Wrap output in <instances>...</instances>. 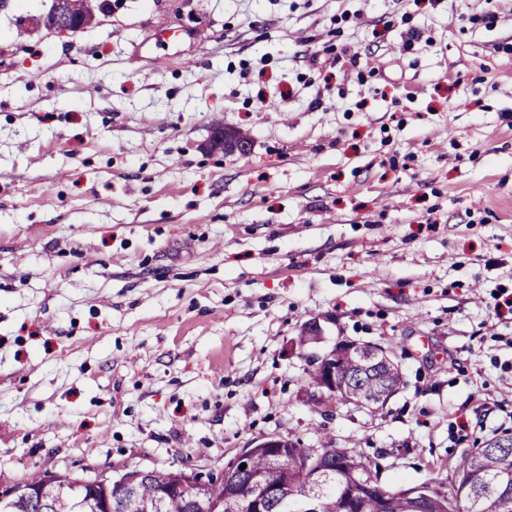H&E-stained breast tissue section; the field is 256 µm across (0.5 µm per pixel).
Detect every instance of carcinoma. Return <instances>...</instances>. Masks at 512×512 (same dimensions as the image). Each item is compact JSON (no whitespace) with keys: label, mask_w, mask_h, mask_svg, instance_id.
I'll list each match as a JSON object with an SVG mask.
<instances>
[{"label":"carcinoma","mask_w":512,"mask_h":512,"mask_svg":"<svg viewBox=\"0 0 512 512\" xmlns=\"http://www.w3.org/2000/svg\"><path fill=\"white\" fill-rule=\"evenodd\" d=\"M341 374L337 390L325 394L320 404L333 402L359 406H382L386 400L369 403L380 388L390 396L402 385V373L390 362L375 371L359 348L338 353ZM227 465L222 477L204 480V494L199 502L177 496L163 497L168 488L177 486L183 477L180 468L152 469L139 481L131 495L119 494L110 488L88 492L84 504L62 497L59 490L45 483L47 474H31L23 480L28 487L45 490L48 499L41 507L29 504L22 497L4 492L9 497L7 512H248L246 491L266 483L277 486L279 498L270 505V512H345L343 491L369 479L380 482L377 465L370 459L347 448H335L329 442L314 450L295 440L288 449V458L273 461L262 448L251 449L249 471L243 475ZM450 496L430 494L418 501L408 489L383 484L386 498L383 504L366 497L358 501L352 512H512V432H493L472 448L454 472Z\"/></svg>","instance_id":"cac0c4a2"}]
</instances>
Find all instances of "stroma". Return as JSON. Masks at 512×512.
I'll return each instance as SVG.
<instances>
[{
  "instance_id": "obj_1",
  "label": "stroma",
  "mask_w": 512,
  "mask_h": 512,
  "mask_svg": "<svg viewBox=\"0 0 512 512\" xmlns=\"http://www.w3.org/2000/svg\"><path fill=\"white\" fill-rule=\"evenodd\" d=\"M51 3L0 0V491L268 435L413 487L512 429V0H121L68 35ZM341 340L394 355L384 406H315Z\"/></svg>"
}]
</instances>
